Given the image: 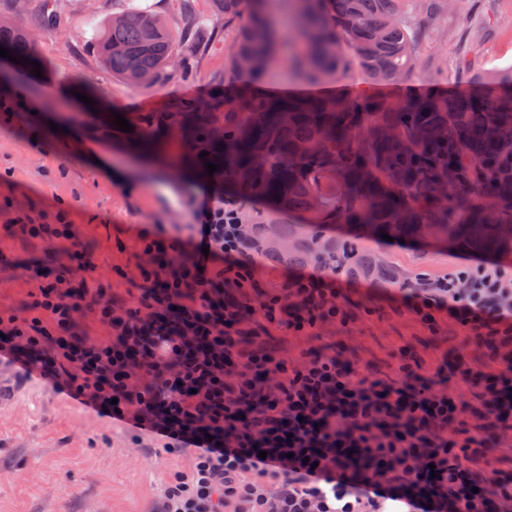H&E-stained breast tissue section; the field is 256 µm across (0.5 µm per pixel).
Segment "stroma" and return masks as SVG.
<instances>
[{"instance_id": "obj_1", "label": "stroma", "mask_w": 512, "mask_h": 512, "mask_svg": "<svg viewBox=\"0 0 512 512\" xmlns=\"http://www.w3.org/2000/svg\"><path fill=\"white\" fill-rule=\"evenodd\" d=\"M62 17L50 34L38 33L41 75L11 74L6 88L24 87L39 113L0 112V311L22 312L37 282L32 264L46 260L37 240L12 236L6 221L19 211L53 216L69 213L75 234L93 253L89 275L113 297L137 307L141 284L133 273L138 247L136 224H161L174 237L191 233L201 185L183 182L173 170L131 160L126 132L106 115L165 112L175 104L229 95L227 54L240 20L198 34L197 52L155 85L136 89L106 76L88 46L97 20L112 12V0H60ZM465 12H427L423 0H406L403 14L418 48V65L396 84L377 85L355 72L340 82L310 84L288 68V47L280 45L260 77L237 76L275 97L319 96L367 91L377 96L472 92L488 79L512 70V0H467ZM95 94L99 111L83 108L77 91ZM75 134L63 138L54 125ZM126 170L124 178L106 167ZM362 253L383 258L411 277L435 280L480 262L512 272V256L461 252L439 245L383 244L358 240ZM346 328L316 325L300 336H283L281 355L343 350L356 367L383 379L397 375L395 353L410 346L420 356L421 379H432L443 358L464 345L460 328L439 320L428 328L407 311L364 302ZM15 399L0 408V512H151L165 482L189 472V456L160 453L144 438L134 444L122 424L85 412L53 393L38 378L22 376Z\"/></svg>"}]
</instances>
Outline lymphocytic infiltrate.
Returning <instances> with one entry per match:
<instances>
[{"instance_id": "f902f5d3", "label": "lymphocytic infiltrate", "mask_w": 512, "mask_h": 512, "mask_svg": "<svg viewBox=\"0 0 512 512\" xmlns=\"http://www.w3.org/2000/svg\"><path fill=\"white\" fill-rule=\"evenodd\" d=\"M9 227L69 262L36 269L35 318L0 315V357L133 435L161 438L164 453L192 451L191 471L167 483L158 512H512V470L463 464L512 438L505 270L475 264L394 296L426 325L445 315L483 350L486 368L461 351L437 370L475 387L470 406L418 382L409 347L392 382L355 376L336 356L281 359L264 325L292 336L321 321L348 326L355 283L314 265L291 272L285 287H262L254 257L266 245L223 197L202 207L188 238L140 226L147 289L136 309L86 277L89 254L66 212L51 224L22 213ZM84 310L110 340L77 332Z\"/></svg>"}]
</instances>
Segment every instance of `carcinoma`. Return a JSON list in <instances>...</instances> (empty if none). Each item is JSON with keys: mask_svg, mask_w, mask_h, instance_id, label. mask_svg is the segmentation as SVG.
<instances>
[{"mask_svg": "<svg viewBox=\"0 0 512 512\" xmlns=\"http://www.w3.org/2000/svg\"><path fill=\"white\" fill-rule=\"evenodd\" d=\"M287 3L296 35L291 63L308 82L341 81L357 66L379 84L400 80L416 64L402 20L405 0H177L191 26L232 20L250 5L228 55L229 79L262 70L277 38L269 14ZM56 0H41L34 27L57 29ZM148 6L129 5L98 24L92 45L99 66L146 88L196 47L158 24ZM0 46L24 68L39 61L28 29L0 16ZM143 146L159 151L157 128L184 134L196 157L208 153L213 176L242 200L268 202L245 224L282 242L263 257L283 266L318 262L347 277L401 283L406 274L352 244L323 238L319 224H351L380 239H432L480 254H512V73L476 94L391 99L359 94L275 99L240 92L219 103L193 100L135 122Z\"/></svg>", "mask_w": 512, "mask_h": 512, "instance_id": "obj_1", "label": "carcinoma"}]
</instances>
